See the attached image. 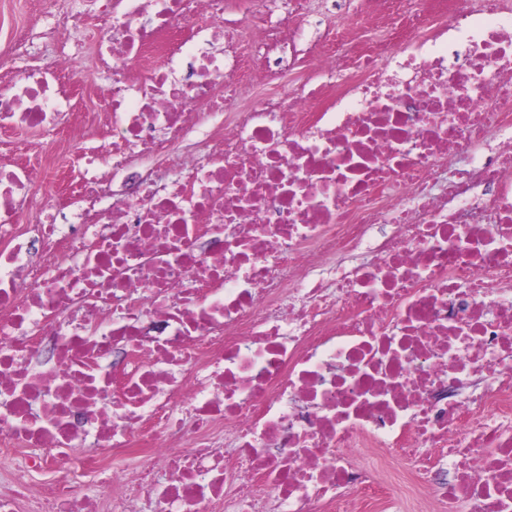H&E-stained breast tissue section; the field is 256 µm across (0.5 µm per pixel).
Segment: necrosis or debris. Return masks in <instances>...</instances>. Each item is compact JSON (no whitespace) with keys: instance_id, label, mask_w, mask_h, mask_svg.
<instances>
[{"instance_id":"obj_1","label":"necrosis or debris","mask_w":512,"mask_h":512,"mask_svg":"<svg viewBox=\"0 0 512 512\" xmlns=\"http://www.w3.org/2000/svg\"><path fill=\"white\" fill-rule=\"evenodd\" d=\"M93 2L104 113L0 83V512H512V10L287 91L277 0Z\"/></svg>"}]
</instances>
